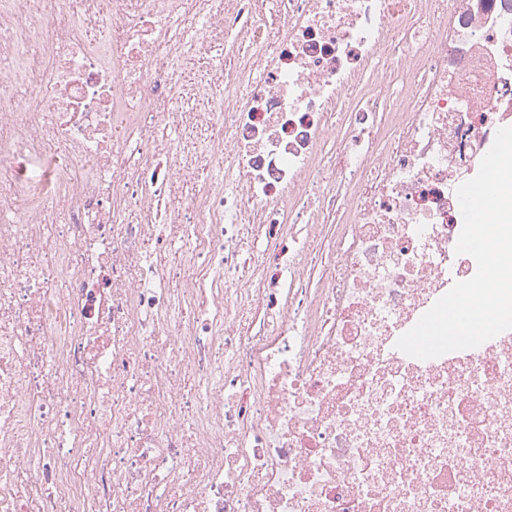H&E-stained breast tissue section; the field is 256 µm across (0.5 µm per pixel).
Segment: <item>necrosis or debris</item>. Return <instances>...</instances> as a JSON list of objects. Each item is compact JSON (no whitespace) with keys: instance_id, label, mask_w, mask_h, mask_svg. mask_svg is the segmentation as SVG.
<instances>
[{"instance_id":"1","label":"necrosis or debris","mask_w":512,"mask_h":512,"mask_svg":"<svg viewBox=\"0 0 512 512\" xmlns=\"http://www.w3.org/2000/svg\"><path fill=\"white\" fill-rule=\"evenodd\" d=\"M503 126L512 0H0V512H512V330L395 346Z\"/></svg>"}]
</instances>
